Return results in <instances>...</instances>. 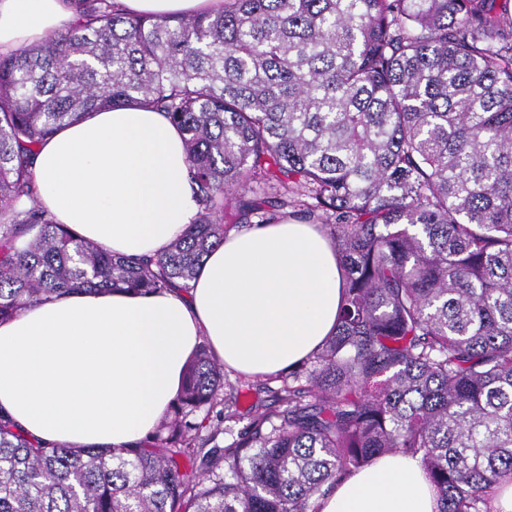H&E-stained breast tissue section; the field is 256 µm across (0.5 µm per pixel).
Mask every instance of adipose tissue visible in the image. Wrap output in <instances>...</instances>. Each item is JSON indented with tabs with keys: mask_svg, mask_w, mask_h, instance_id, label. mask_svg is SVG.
<instances>
[{
	"mask_svg": "<svg viewBox=\"0 0 512 512\" xmlns=\"http://www.w3.org/2000/svg\"><path fill=\"white\" fill-rule=\"evenodd\" d=\"M165 17L224 0H120ZM70 0H0V52L73 25ZM39 205L112 255L156 257L197 220L183 136L131 104L62 126L34 167ZM342 279L318 225L287 218L227 233L189 290L51 297L0 323V409L27 436L74 446L138 445L208 345L246 377L274 374L316 351L336 325ZM418 460L386 454L338 485L321 512H437Z\"/></svg>",
	"mask_w": 512,
	"mask_h": 512,
	"instance_id": "ef3b65f1",
	"label": "adipose tissue"
}]
</instances>
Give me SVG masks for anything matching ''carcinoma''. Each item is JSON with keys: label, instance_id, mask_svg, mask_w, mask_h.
I'll use <instances>...</instances> for the list:
<instances>
[{"label": "carcinoma", "instance_id": "cac0c4a2", "mask_svg": "<svg viewBox=\"0 0 512 512\" xmlns=\"http://www.w3.org/2000/svg\"><path fill=\"white\" fill-rule=\"evenodd\" d=\"M78 23L0 55V321L52 296L191 287L232 228H329L336 331L264 379L235 430L207 345L172 419L131 448L32 440L0 412V512H321L382 455L419 460L438 512L512 482V0H224ZM164 113L201 207L155 260L54 222L30 170L64 123ZM203 413L197 419V413Z\"/></svg>", "mask_w": 512, "mask_h": 512}]
</instances>
